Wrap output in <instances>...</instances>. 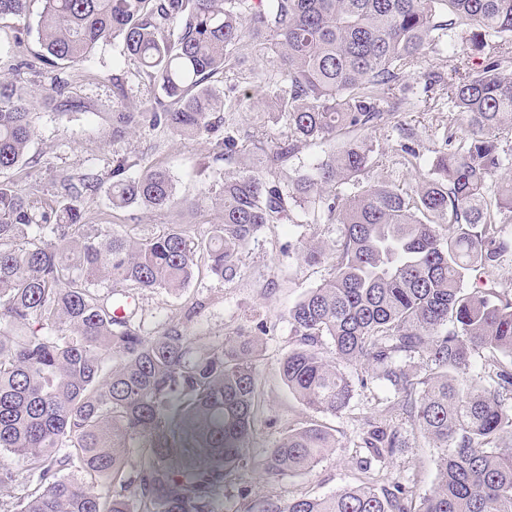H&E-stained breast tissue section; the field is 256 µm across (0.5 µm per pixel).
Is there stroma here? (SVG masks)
Returning a JSON list of instances; mask_svg holds the SVG:
<instances>
[{"mask_svg": "<svg viewBox=\"0 0 512 512\" xmlns=\"http://www.w3.org/2000/svg\"><path fill=\"white\" fill-rule=\"evenodd\" d=\"M43 8L42 0H29L24 18H0V75L15 81L21 92L34 95L32 124L35 135L30 146L32 156L41 161L37 180L42 194L53 191L57 172L79 174L92 168L108 175L112 167L113 150L137 152L143 149L141 132L130 134L121 143L109 136V116L112 111L113 77L123 78L130 101L135 109L150 107L152 95L147 94L135 75L132 64L124 61L112 46L96 48L89 60L77 66L55 68L38 66L28 70L20 60H33L40 53L37 22ZM448 53H426L420 59L413 78L404 91L415 97L411 111L401 113L397 125L376 132L374 142L384 160L371 171L373 181L399 187L415 185L426 176L449 124L459 115L440 89L424 93L423 86L430 73L448 68ZM65 82L63 94H51L54 78ZM414 134L413 145L418 153L413 162H406L400 150L401 128ZM162 149L155 160L167 168L175 179L180 195L193 197L212 185L210 170L204 162L209 145L204 140H182L169 135L161 138ZM93 223L132 224L135 236L158 232L161 225L176 224L183 216L173 211H146L132 208L115 214L107 207L93 210ZM305 236L329 245L339 242L341 227L337 224L304 223L302 214H294L288 224L264 232L241 252L242 276L233 283L204 279L202 288H189V295L207 297L209 304L201 318V328L207 332L253 330L257 323H267L269 331L262 336V349L255 360L261 389L263 410L255 422L252 435L253 458L240 471L232 484L220 496L216 512H235L236 491L245 486L253 496H270L281 502L301 495L323 497L357 482L360 473L356 462L364 456L361 438L369 424L375 421L379 409L390 401L387 386L376 379L355 388L349 410L340 416H315L293 398L279 373L280 360L294 346L288 333V311L307 288L320 283L328 275L326 267L301 266L288 256V246L296 237ZM319 420L335 434L339 446L313 470L281 477L267 472L265 458L276 442L288 432ZM396 425L407 442L403 454L390 461L384 473L388 480L408 482L416 493L429 492L438 475L439 451L414 434L404 417H396Z\"/></svg>", "mask_w": 512, "mask_h": 512, "instance_id": "35a3bbf8", "label": "stroma"}]
</instances>
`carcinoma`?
I'll return each mask as SVG.
<instances>
[{
    "mask_svg": "<svg viewBox=\"0 0 512 512\" xmlns=\"http://www.w3.org/2000/svg\"><path fill=\"white\" fill-rule=\"evenodd\" d=\"M42 2L44 61L73 66L116 43L141 85L162 92L135 112L113 78L112 143L134 130L204 138L215 186L179 196L151 161L153 139L112 153L108 184L92 170L61 175L50 199L0 180V512H215L251 462L261 340L241 330L205 337L197 296L179 319L149 326L140 299L177 295L202 268L235 282L246 245L316 210L342 225V240L302 237L288 249L329 277L288 311L296 344L279 375L304 408L337 416L354 396L345 368L365 365L397 407L363 438L360 484L286 503L242 493L237 512H512V445L503 443L512 437V289L465 287L512 252L499 230L512 214V0ZM26 3L0 0V17L24 16ZM456 32L484 56L476 71L437 76L462 122L448 126L415 187L370 180L372 133L406 111L397 91L421 55ZM246 40L269 60L249 69V92L231 83L224 98L205 82L238 76ZM261 105L278 135L260 121L246 149L239 113ZM32 109L33 98L0 80L1 174L29 177L39 165L28 155ZM310 141L329 152L282 180ZM102 196L114 212L215 210L220 220L133 237L125 224L91 223ZM399 357L425 360L427 374ZM397 409L441 450L438 481L420 497L398 481L378 486L405 448L391 425ZM337 447L312 422L279 439L267 469L291 477Z\"/></svg>",
    "mask_w": 512,
    "mask_h": 512,
    "instance_id": "1",
    "label": "carcinoma"
}]
</instances>
